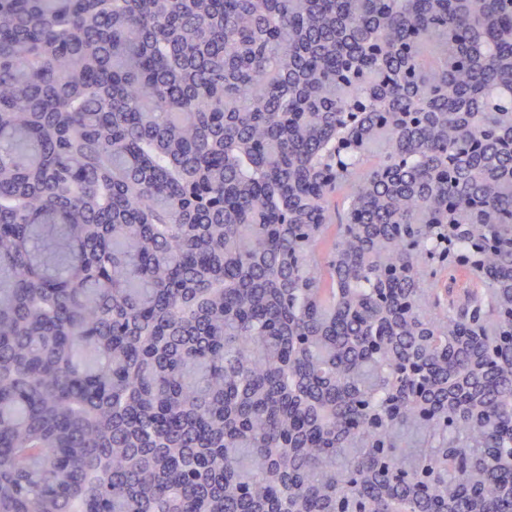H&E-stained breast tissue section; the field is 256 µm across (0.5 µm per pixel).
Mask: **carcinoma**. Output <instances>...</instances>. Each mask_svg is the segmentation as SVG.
Segmentation results:
<instances>
[{
	"label": "carcinoma",
	"instance_id": "1",
	"mask_svg": "<svg viewBox=\"0 0 512 512\" xmlns=\"http://www.w3.org/2000/svg\"><path fill=\"white\" fill-rule=\"evenodd\" d=\"M0 512H512V0H0Z\"/></svg>",
	"mask_w": 512,
	"mask_h": 512
}]
</instances>
